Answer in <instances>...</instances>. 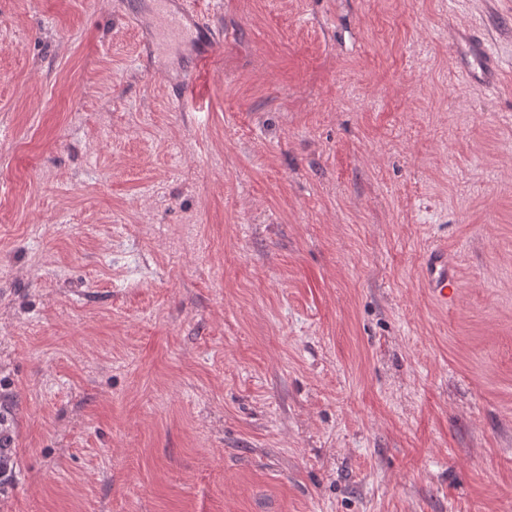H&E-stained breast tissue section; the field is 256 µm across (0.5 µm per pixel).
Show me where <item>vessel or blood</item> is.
Returning a JSON list of instances; mask_svg holds the SVG:
<instances>
[{
  "mask_svg": "<svg viewBox=\"0 0 512 512\" xmlns=\"http://www.w3.org/2000/svg\"><path fill=\"white\" fill-rule=\"evenodd\" d=\"M157 32L166 34L178 46L192 51V65L177 81L180 98L193 97L198 79L208 73L215 63L217 39L208 18L189 7L186 0H158L153 12ZM424 280L432 296L440 303L453 301L458 283L448 264L447 253L430 251L424 261Z\"/></svg>",
  "mask_w": 512,
  "mask_h": 512,
  "instance_id": "obj_1",
  "label": "vessel or blood"
}]
</instances>
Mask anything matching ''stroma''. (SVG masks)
Here are the masks:
<instances>
[{
  "instance_id": "stroma-1",
  "label": "stroma",
  "mask_w": 512,
  "mask_h": 512,
  "mask_svg": "<svg viewBox=\"0 0 512 512\" xmlns=\"http://www.w3.org/2000/svg\"><path fill=\"white\" fill-rule=\"evenodd\" d=\"M193 6L0 0V512H512V0ZM153 12L157 33L166 34L178 46L192 51V66L176 85L177 99L192 98L198 79L215 63V44L219 40L208 18L187 1L159 0ZM215 34V36L213 35ZM460 38L471 43L478 52L477 65L480 69V75L475 72L476 76L480 79L491 80L499 68L495 55L484 45V43H479L472 36L466 33L462 34ZM424 280L432 296L443 306H448L457 295L458 282L448 264V254L432 250L424 261Z\"/></svg>"
}]
</instances>
